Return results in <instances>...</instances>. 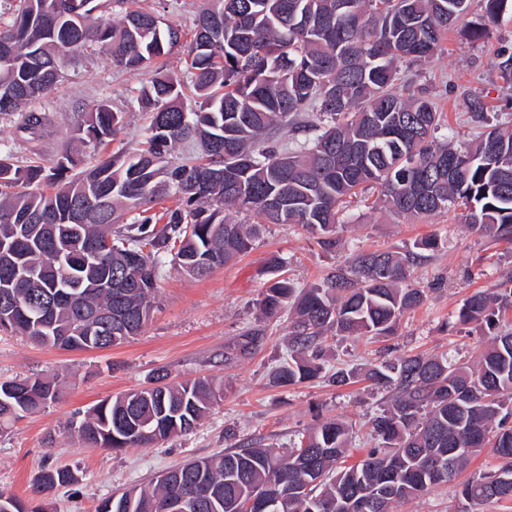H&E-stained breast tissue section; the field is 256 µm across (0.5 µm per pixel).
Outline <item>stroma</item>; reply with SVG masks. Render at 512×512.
Here are the masks:
<instances>
[{
	"instance_id": "35a3bbf8",
	"label": "stroma",
	"mask_w": 512,
	"mask_h": 512,
	"mask_svg": "<svg viewBox=\"0 0 512 512\" xmlns=\"http://www.w3.org/2000/svg\"><path fill=\"white\" fill-rule=\"evenodd\" d=\"M482 0H472L469 14L450 29L441 53L427 62L402 66L398 89L425 93L444 120L438 141L468 145L476 134L467 103L479 97L487 127L512 126V86L499 77L493 61L501 48L512 49V15L504 14L486 37H473L481 21ZM166 23L178 26L190 40L196 16L209 0H149ZM64 79L52 93L33 101L34 109L53 115L54 127L39 145L15 138L10 117L0 115V155L24 160L31 149L52 159L73 143L76 122L99 100H108L123 115L114 148L143 141L150 124L133 96L140 76L120 70L103 55L65 64ZM338 236L341 247L322 249L305 228L294 224L265 225L253 249L204 279H194L172 265L160 273L159 294L150 320L139 336L103 350L70 352L37 346L0 332V380L31 373L58 374L55 402L0 430V490L26 499L43 466H67L77 472L76 485L49 497L50 512H95L113 491L147 483L159 472L192 457H205L260 440L285 451L320 420L338 418L353 429L350 461L373 448L371 421L388 407V392L362 381L339 387L319 378L283 387L271 380L272 370L288 357V317L262 324L255 301L267 285L271 256L285 257L282 270L297 287L318 282L355 250L403 251L423 237L437 238L440 249L417 268L410 282L423 289L425 301L405 314L388 336L334 337L325 344L324 368L366 369L397 356L447 354L474 363L488 344L475 326L461 325L457 314L464 299L478 290H493L512 270V243L481 236L465 221L461 209L421 219L390 214L376 202L374 191L352 200ZM261 325L265 335L251 354L230 356L246 330ZM179 382L210 377L224 385L222 400L192 433L156 446L115 453L83 447L66 429L76 412L98 401L148 386L158 371ZM500 460L484 449L456 480L396 504L394 512H466L459 495L467 479L495 471Z\"/></svg>"
}]
</instances>
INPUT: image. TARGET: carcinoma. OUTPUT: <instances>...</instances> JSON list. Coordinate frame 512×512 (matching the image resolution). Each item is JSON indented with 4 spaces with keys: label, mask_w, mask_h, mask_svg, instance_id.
<instances>
[{
    "label": "carcinoma",
    "mask_w": 512,
    "mask_h": 512,
    "mask_svg": "<svg viewBox=\"0 0 512 512\" xmlns=\"http://www.w3.org/2000/svg\"><path fill=\"white\" fill-rule=\"evenodd\" d=\"M470 0H213L196 20L187 48L190 80L156 66L181 44L139 0H113L119 22L94 16L101 0H17L0 55V114L16 116L14 134L36 140L52 126L32 100L56 89L66 58L102 53L122 69L147 75L138 88L151 114L143 146L82 161L63 147L47 168L40 155L18 165L0 157V218L27 225L14 252L0 251V293L12 295L14 314L0 323L37 345L101 350L140 334L150 319L161 264L171 257L182 271L207 276L248 252L265 224H300L326 250L339 244L341 213L371 186L392 213L422 217L451 207L467 211L469 226L512 242V129L479 133L466 151L438 144L442 120L431 99L397 91V64L437 55L448 28L464 17ZM512 0H484L479 36ZM512 84V51L494 62ZM194 105L184 106L186 97ZM122 117L106 100L81 114L79 140L101 153L115 140ZM301 133L279 148L281 131ZM201 152L169 160L176 146ZM40 184L37 191L29 190ZM175 196L178 206L163 225L144 206ZM283 200L279 207L268 198ZM255 216L230 221L225 211ZM99 250L85 260L84 245ZM437 247L423 238L406 252H359L321 282L297 288L275 277L257 300L262 319L293 312L290 354L273 373L291 386L322 373L317 363L327 333L387 335L420 306V288L405 286L412 267ZM512 312V274L492 292L477 291L460 307L458 321L490 333L473 366L451 357L415 354L366 371L373 384L393 391L391 406L374 417L377 446L345 465L351 434L326 419L286 453L256 444L181 463L184 482H198L197 512H257L247 507L254 489L288 484L277 512H393L448 482L485 448L504 460L494 473L467 482L462 498L476 506L512 500V330L500 318ZM358 369L338 368L329 381L344 386ZM97 402L68 430L88 448L121 452L192 432L222 399L207 379L165 382ZM56 375L0 381V426L53 401ZM448 462L441 473L430 466ZM78 482L66 467L43 469L34 500L11 496L14 512H47L55 489ZM173 491L150 480L123 490L133 512H152Z\"/></svg>",
    "instance_id": "carcinoma-1"
}]
</instances>
